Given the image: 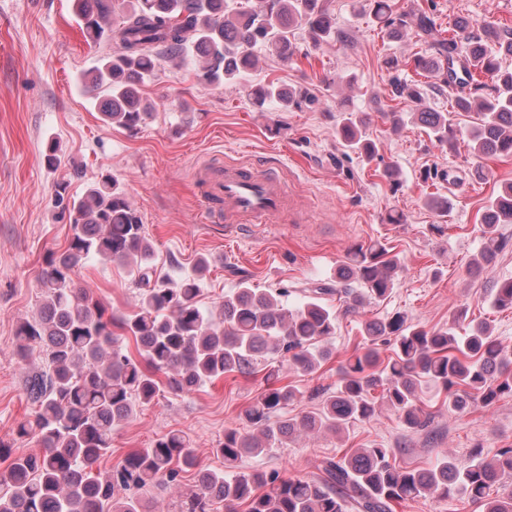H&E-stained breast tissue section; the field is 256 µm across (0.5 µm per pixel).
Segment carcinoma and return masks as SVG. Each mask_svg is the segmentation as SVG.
<instances>
[{
    "mask_svg": "<svg viewBox=\"0 0 512 512\" xmlns=\"http://www.w3.org/2000/svg\"><path fill=\"white\" fill-rule=\"evenodd\" d=\"M75 2L87 40L108 46L86 72L85 85L103 94V120L128 130L154 110L143 102L141 90L162 58L191 59L198 63L200 83L237 88L248 82L257 50L292 60L300 27L315 46L343 40L321 0H247L239 7L232 0ZM371 10L388 37H399L402 19L394 16L391 0H371ZM418 26L431 36L432 53L416 58V68L437 74L441 86L450 89L464 85L478 91L482 74L494 82L484 97L455 100L457 111L478 117L469 130L472 154L512 155V69L502 66L503 58L512 57V28L475 35L472 23L462 19L455 34L444 38L427 15L419 17ZM392 85L397 96L422 103L417 86L398 77ZM246 91L257 106L275 102L284 111L316 101L273 80ZM410 120L435 146H455L457 129L448 114L420 106ZM368 125L367 113L344 107L336 140L370 162L379 149L366 133ZM72 212L68 247L49 252L37 277V315L16 332L18 357L35 353L39 358L26 376L35 409L18 423L16 435L36 440L39 450L14 457L12 445L0 441V459H11L0 472V512H145L146 495L180 484L190 470L193 484L169 512H213L217 502L224 503L225 512H237L242 504L246 512H393V503L426 493L464 494L482 512H512V491H500L512 478V447L466 466L445 454L420 470L396 468L390 448H357L342 462L321 461L318 480L237 470L243 457L265 455L282 440L340 432L373 417L378 397L407 429L417 431L429 417L419 404L425 385L445 392L459 412L473 402L489 406L512 395V360L503 355L489 324H470L460 336L453 326L426 329L397 314L365 324L364 346L339 367L336 390L318 411L288 416L297 389L275 385L280 364L312 374L331 358L332 351L318 345L336 333L337 315L327 298L339 296L350 312L365 298L388 297L400 265L385 244L352 247L350 262L336 279L302 289L298 308H288L286 288L274 292L241 281L213 311L201 306L196 278L154 277L153 244L114 178L90 185L73 201ZM499 224H512V182L486 207L484 232ZM89 258L133 264L137 294L131 313H107L78 285L76 270ZM491 293L494 308L512 309V279L496 283ZM390 338L394 357L381 368L377 342ZM262 363L269 367L268 385L243 414L249 431L227 429L215 448L224 469L202 465L190 440L173 431L148 448L128 452L108 472L94 469L111 451L116 428L159 393L190 392L227 373L250 375ZM258 488L263 492L256 493Z\"/></svg>",
    "mask_w": 512,
    "mask_h": 512,
    "instance_id": "carcinoma-1",
    "label": "carcinoma"
}]
</instances>
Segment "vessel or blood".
<instances>
[{"label": "vessel or blood", "instance_id": "1", "mask_svg": "<svg viewBox=\"0 0 512 512\" xmlns=\"http://www.w3.org/2000/svg\"><path fill=\"white\" fill-rule=\"evenodd\" d=\"M193 178L206 211L223 218L228 230L243 224L263 227L288 214V190L276 164L227 163L195 171Z\"/></svg>", "mask_w": 512, "mask_h": 512}]
</instances>
